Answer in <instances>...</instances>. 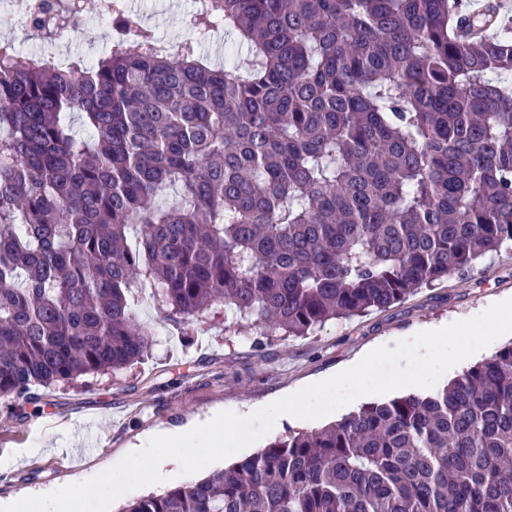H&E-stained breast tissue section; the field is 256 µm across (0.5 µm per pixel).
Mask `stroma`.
I'll return each mask as SVG.
<instances>
[{
  "instance_id": "stroma-1",
  "label": "stroma",
  "mask_w": 512,
  "mask_h": 512,
  "mask_svg": "<svg viewBox=\"0 0 512 512\" xmlns=\"http://www.w3.org/2000/svg\"><path fill=\"white\" fill-rule=\"evenodd\" d=\"M139 8L144 24L163 40L178 41L188 31L190 0H141ZM85 15L86 24L68 39L47 40L17 19L0 28V38L29 54L90 63L108 51L111 29L98 22L94 6H87ZM511 295L512 251H504L389 309L331 320L302 338L262 344L248 327L225 335L222 314H204L183 330L161 320L151 303L141 300L136 314L156 340L144 361L116 374L86 375L44 389L41 402L22 413L0 402V502L29 489L71 484L79 473L105 470L132 446L146 443L158 427L288 396L378 346L394 345L406 330L467 319ZM89 415L99 433L93 452L86 451L76 425Z\"/></svg>"
}]
</instances>
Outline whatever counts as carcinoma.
Masks as SVG:
<instances>
[{"instance_id":"obj_1","label":"carcinoma","mask_w":512,"mask_h":512,"mask_svg":"<svg viewBox=\"0 0 512 512\" xmlns=\"http://www.w3.org/2000/svg\"><path fill=\"white\" fill-rule=\"evenodd\" d=\"M85 0H14L47 38ZM0 41V399L147 357L170 318L304 337L512 245V25L459 0H196L175 43ZM246 54L200 55L214 25ZM83 120L88 135L73 131ZM174 197L156 203L167 191ZM137 240L128 242L129 230ZM120 512H512V342L425 395L288 431Z\"/></svg>"}]
</instances>
